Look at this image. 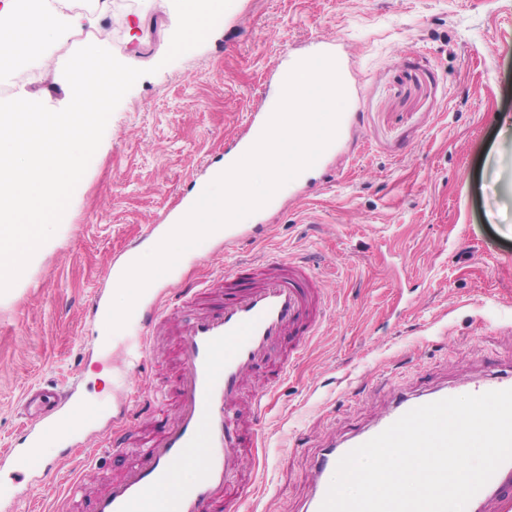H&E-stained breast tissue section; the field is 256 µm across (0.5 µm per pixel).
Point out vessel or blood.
<instances>
[{"label": "vessel or blood", "instance_id": "vessel-or-blood-1", "mask_svg": "<svg viewBox=\"0 0 512 512\" xmlns=\"http://www.w3.org/2000/svg\"><path fill=\"white\" fill-rule=\"evenodd\" d=\"M270 117L265 108L250 113L243 133L224 152L225 167L248 152ZM209 286L222 289L219 305L195 308L186 319L182 309L198 299V289L181 290L164 304L156 298L136 303L132 318L139 333L127 354L133 365H140L154 323L168 316L178 319L176 348L181 365L171 382L175 410L158 434L140 442L138 457L123 477L94 495L93 512H133L153 491L164 494L163 512H238L251 486L241 472V455L255 447L253 423L265 410L264 401L258 400L251 413H243L245 382L260 369L267 370L271 383L281 380L286 365L275 355L284 338H291L300 353L317 335L321 295L305 262L280 258L239 262ZM450 395L442 388L400 398L380 412L372 428L323 448L312 474L306 512H320L330 485L328 476L342 457L412 409ZM84 412L76 384L28 387L17 405L18 433L0 452V461L10 463L15 476H22L29 455L45 439L89 429ZM176 464L196 469V481L177 483L172 477ZM470 505L472 512L512 507V461L497 469Z\"/></svg>", "mask_w": 512, "mask_h": 512}]
</instances>
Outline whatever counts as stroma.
<instances>
[{"label": "stroma", "mask_w": 512, "mask_h": 512, "mask_svg": "<svg viewBox=\"0 0 512 512\" xmlns=\"http://www.w3.org/2000/svg\"><path fill=\"white\" fill-rule=\"evenodd\" d=\"M172 0H112L101 45L144 69L112 113L55 234L0 295V449L16 403L40 382L71 379L98 425L131 394L150 398L179 366L173 336L136 368L126 330L85 318L112 257L180 211L259 100L271 70L317 38L348 50L345 132L324 164L250 219L262 241L191 250L163 296L231 269L237 256L307 262L328 299L322 326L258 420L245 450L258 488L240 512H303L321 448L374 424L396 396L468 394L512 371V0H233L206 40L165 62ZM52 110L70 101L58 47H31L0 70ZM60 437L28 464L31 499L0 512L53 508L42 483Z\"/></svg>", "instance_id": "obj_1"}]
</instances>
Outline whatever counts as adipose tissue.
<instances>
[{
	"mask_svg": "<svg viewBox=\"0 0 512 512\" xmlns=\"http://www.w3.org/2000/svg\"><path fill=\"white\" fill-rule=\"evenodd\" d=\"M70 0H0V65L27 45L53 43L73 28L96 25L111 0H101L98 9L72 11Z\"/></svg>",
	"mask_w": 512,
	"mask_h": 512,
	"instance_id": "1",
	"label": "adipose tissue"
}]
</instances>
